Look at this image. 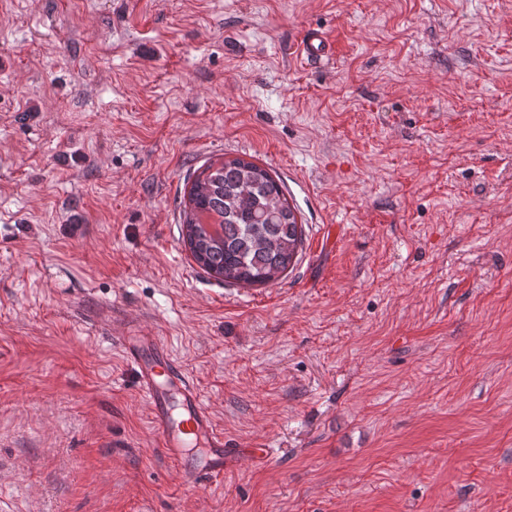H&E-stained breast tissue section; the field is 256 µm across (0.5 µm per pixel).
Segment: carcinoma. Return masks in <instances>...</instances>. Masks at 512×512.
I'll use <instances>...</instances> for the list:
<instances>
[{"label": "carcinoma", "instance_id": "obj_1", "mask_svg": "<svg viewBox=\"0 0 512 512\" xmlns=\"http://www.w3.org/2000/svg\"><path fill=\"white\" fill-rule=\"evenodd\" d=\"M181 205V240L210 277L256 287L298 261L305 230L270 170L243 156L210 160L190 175Z\"/></svg>", "mask_w": 512, "mask_h": 512}]
</instances>
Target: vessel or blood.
Returning <instances> with one entry per match:
<instances>
[{
  "label": "vessel or blood",
  "mask_w": 512,
  "mask_h": 512,
  "mask_svg": "<svg viewBox=\"0 0 512 512\" xmlns=\"http://www.w3.org/2000/svg\"><path fill=\"white\" fill-rule=\"evenodd\" d=\"M299 52L309 61L334 54L321 32L305 35ZM121 355L133 369L138 388L149 404L150 419L165 456L177 468L184 486H208L224 477L238 459L265 457L263 448H231L223 430L203 405L194 379L170 354L162 337L145 332L118 336Z\"/></svg>",
  "instance_id": "obj_1"
}]
</instances>
